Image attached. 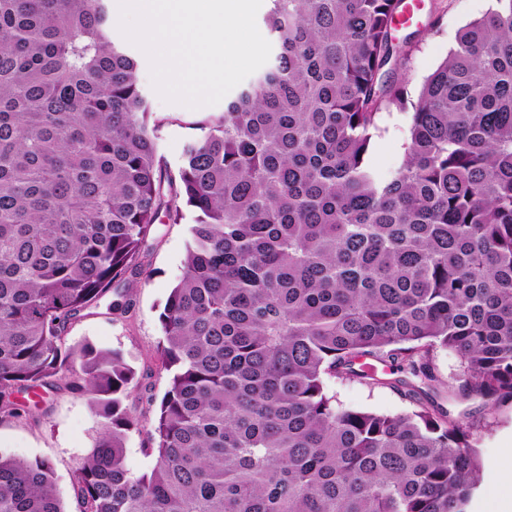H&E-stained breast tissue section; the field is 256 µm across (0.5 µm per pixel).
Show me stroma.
Returning a JSON list of instances; mask_svg holds the SVG:
<instances>
[{"mask_svg": "<svg viewBox=\"0 0 512 512\" xmlns=\"http://www.w3.org/2000/svg\"><path fill=\"white\" fill-rule=\"evenodd\" d=\"M496 0H420L413 20L397 26L394 34L402 44L405 57V90L409 103L415 102L421 86L456 43V35L467 24L495 9ZM138 80L157 115L165 117L161 130L160 153L169 168H177L185 143L194 135V125L213 114L210 106L191 109L163 101L154 90L150 69L141 66ZM411 113L393 107L382 111L380 131L374 140L370 160L379 174H387L405 156L407 127ZM191 220L157 225L148 252L142 259V272L130 291L126 313L115 314L107 302L87 310L67 333L68 344L90 343L99 348L120 350L136 377L124 400L139 423L126 438L125 459L128 468L141 474L150 471L154 459L147 455V433L155 413L145 404L146 395L162 398L170 376L157 361V345L162 338L159 316L170 290L181 279L188 245ZM435 373L444 382L438 401L451 417L469 423L476 400L463 399L452 390L461 371V361L452 352L440 351L433 360ZM377 381L369 385L357 380H333L331 389L344 406L397 415L411 412L412 403L395 391L390 381L392 368L382 362L375 365ZM29 414L19 418H0V454L32 459H48L55 471L56 488L65 508L73 506L72 473L93 447L100 430L89 399L66 389L29 395ZM476 448L486 473L512 467V402L503 403L479 434Z\"/></svg>", "mask_w": 512, "mask_h": 512, "instance_id": "stroma-1", "label": "stroma"}]
</instances>
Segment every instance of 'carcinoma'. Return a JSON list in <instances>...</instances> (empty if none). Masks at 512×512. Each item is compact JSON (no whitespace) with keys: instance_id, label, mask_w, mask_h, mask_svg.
<instances>
[{"instance_id":"cac0c4a2","label":"carcinoma","mask_w":512,"mask_h":512,"mask_svg":"<svg viewBox=\"0 0 512 512\" xmlns=\"http://www.w3.org/2000/svg\"><path fill=\"white\" fill-rule=\"evenodd\" d=\"M272 2V61L174 172L107 0H0V414L39 388L91 397L76 512H464L475 429L512 401V0L459 31L386 178L369 155L379 110L404 105L403 0ZM186 209L170 384L136 475L134 369L65 340L110 292L126 311L155 226ZM439 350L479 400L468 425L436 401ZM367 357L404 367L390 386L411 413L330 394L373 378ZM0 512H66L49 460L0 455Z\"/></svg>"}]
</instances>
